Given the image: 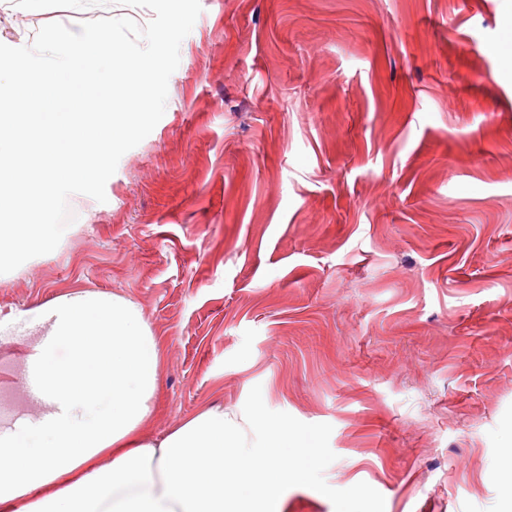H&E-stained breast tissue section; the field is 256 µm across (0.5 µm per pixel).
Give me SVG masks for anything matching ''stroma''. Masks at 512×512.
<instances>
[{"instance_id": "35a3bbf8", "label": "stroma", "mask_w": 512, "mask_h": 512, "mask_svg": "<svg viewBox=\"0 0 512 512\" xmlns=\"http://www.w3.org/2000/svg\"><path fill=\"white\" fill-rule=\"evenodd\" d=\"M107 200L0 274V428L38 417L24 314L93 289L158 344V440L209 408L317 434L281 512H512V0H201ZM119 0H0L46 23Z\"/></svg>"}]
</instances>
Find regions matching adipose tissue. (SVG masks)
Masks as SVG:
<instances>
[{
    "mask_svg": "<svg viewBox=\"0 0 512 512\" xmlns=\"http://www.w3.org/2000/svg\"><path fill=\"white\" fill-rule=\"evenodd\" d=\"M27 316L43 329L30 363L44 411L0 432V512L23 498L27 512H280L268 487L316 471L314 438L271 427L258 405L245 427L210 408L145 439L159 357L134 302L82 290ZM284 454L288 468L274 467Z\"/></svg>",
    "mask_w": 512,
    "mask_h": 512,
    "instance_id": "adipose-tissue-1",
    "label": "adipose tissue"
}]
</instances>
